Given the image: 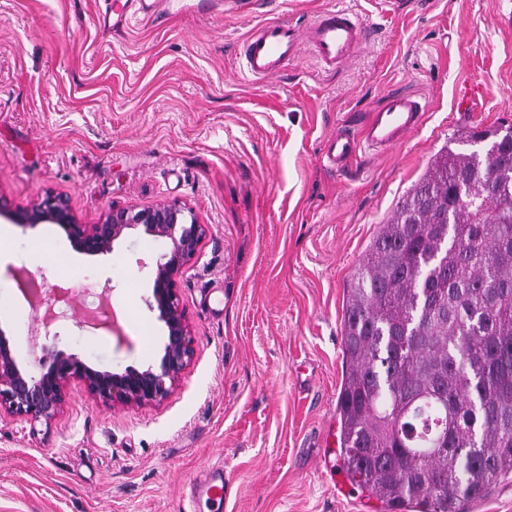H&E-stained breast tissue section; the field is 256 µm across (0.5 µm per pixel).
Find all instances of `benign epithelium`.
<instances>
[{
  "label": "benign epithelium",
  "instance_id": "benign-epithelium-1",
  "mask_svg": "<svg viewBox=\"0 0 512 512\" xmlns=\"http://www.w3.org/2000/svg\"><path fill=\"white\" fill-rule=\"evenodd\" d=\"M0 219L21 227L59 226L73 246L88 255H106L130 231L169 241L151 273L147 309L165 326L162 352L156 363L122 373L87 365L57 347L56 319L42 317L46 345L38 369L20 362L9 337L0 328V411L30 422L52 421L62 410L66 386L77 381L93 398L114 406L160 405L173 393L193 356V339L177 295V276L197 254L203 235L192 212L178 202L135 208L112 207L97 224H82L60 195L47 192L29 208L13 206L0 192Z\"/></svg>",
  "mask_w": 512,
  "mask_h": 512
}]
</instances>
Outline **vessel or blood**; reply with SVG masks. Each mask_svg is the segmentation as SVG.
Listing matches in <instances>:
<instances>
[{"instance_id": "obj_1", "label": "vessel or blood", "mask_w": 512, "mask_h": 512, "mask_svg": "<svg viewBox=\"0 0 512 512\" xmlns=\"http://www.w3.org/2000/svg\"><path fill=\"white\" fill-rule=\"evenodd\" d=\"M182 7L183 0H107L105 14L111 17L113 26L121 27L140 14L157 23ZM365 39L363 22L344 9L325 11L302 30L273 21L258 26L248 37L245 68L255 80L269 79L287 68L306 44L322 68L337 70L350 61ZM425 115V102L412 92L392 91L355 132L339 129L327 138L326 161L332 167L346 164L362 148L379 154L392 151L422 126ZM192 498L195 503L208 505L212 512H223V467H216L210 476L195 483Z\"/></svg>"}]
</instances>
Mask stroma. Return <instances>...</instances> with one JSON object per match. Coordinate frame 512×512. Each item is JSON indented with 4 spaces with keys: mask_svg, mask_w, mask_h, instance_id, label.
Instances as JSON below:
<instances>
[{
    "mask_svg": "<svg viewBox=\"0 0 512 512\" xmlns=\"http://www.w3.org/2000/svg\"><path fill=\"white\" fill-rule=\"evenodd\" d=\"M103 7L0 0V192L22 208L62 195L84 224L114 206L189 207L205 227L177 277L194 355L159 406L114 408L74 382L50 424L1 413L0 512H189L193 479L218 464L224 512H381L335 482L347 290L448 141L512 124V0H212L206 14L185 0L163 25L122 30ZM334 8L368 31L346 66L323 69L305 49L270 79L245 74L257 25L303 28ZM397 88L427 102L423 127L326 167V136ZM7 230L0 327L19 361L34 363L44 336L11 268L47 295L69 282L59 349L114 372L155 360L164 331L144 299L165 243L134 234L90 256L53 224ZM104 291L126 344L82 321Z\"/></svg>",
    "mask_w": 512,
    "mask_h": 512,
    "instance_id": "obj_1",
    "label": "stroma"
}]
</instances>
